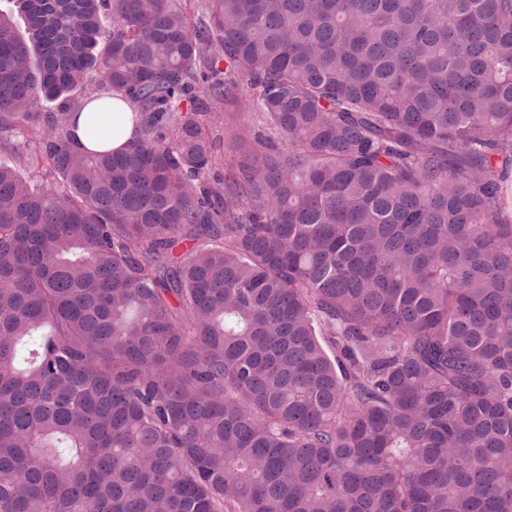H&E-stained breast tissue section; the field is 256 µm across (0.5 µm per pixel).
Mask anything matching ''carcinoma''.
<instances>
[{
  "label": "carcinoma",
  "mask_w": 512,
  "mask_h": 512,
  "mask_svg": "<svg viewBox=\"0 0 512 512\" xmlns=\"http://www.w3.org/2000/svg\"><path fill=\"white\" fill-rule=\"evenodd\" d=\"M200 8L0 0V512H512V0ZM97 106L90 104L83 108L81 114L74 116L70 124V146L76 152L120 150L137 134L136 117L130 105L112 97V139L99 140L91 134L89 113ZM210 112L207 118L218 134H223L224 127L230 125L247 126L253 123V115L242 108L241 99L236 105L224 104L220 110L212 109ZM13 143V137H11V132L4 131L0 133V161L7 163L11 166H14L18 169V171L24 177L41 175L44 173L45 166L39 167V169H34L29 167L28 165L21 163L17 156L12 151L11 145ZM39 172V173H38Z\"/></svg>",
  "instance_id": "obj_1"
}]
</instances>
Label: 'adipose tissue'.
<instances>
[{"instance_id":"adipose-tissue-1","label":"adipose tissue","mask_w":512,"mask_h":512,"mask_svg":"<svg viewBox=\"0 0 512 512\" xmlns=\"http://www.w3.org/2000/svg\"><path fill=\"white\" fill-rule=\"evenodd\" d=\"M91 117L88 112L74 116L70 124V146L74 151L86 153L90 151L119 150L137 137L136 117L130 105L116 99L112 102V137L100 140L93 137L90 131Z\"/></svg>"}]
</instances>
